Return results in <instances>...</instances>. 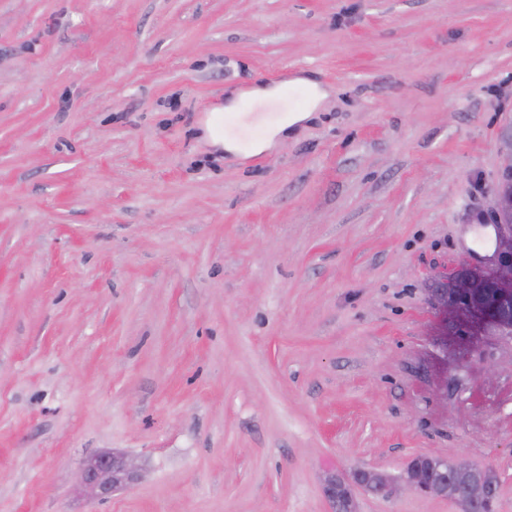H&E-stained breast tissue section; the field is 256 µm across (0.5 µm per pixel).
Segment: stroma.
<instances>
[{
	"mask_svg": "<svg viewBox=\"0 0 512 512\" xmlns=\"http://www.w3.org/2000/svg\"><path fill=\"white\" fill-rule=\"evenodd\" d=\"M297 72L331 93L276 149L204 144ZM509 125L512 0H0V512H330L418 455L512 512V338L432 294L492 252ZM248 97L255 103H265L269 100H276L279 98L278 88H252L248 90H238L231 93L227 99L224 111L234 112L238 109L239 102L242 98ZM135 476L136 467L127 458L117 455H96L83 465L79 479L95 499L101 500L119 486L112 483L114 478L124 480L122 484H129ZM328 479L335 481L336 483V493H335V487L329 486L327 484L324 485V494L327 500L331 504V508L333 512H335L338 508H336V501L338 503V506L341 511L339 512H356L355 509V493L352 492L354 497V502L350 503V494L351 491L348 489V487L342 482V476H339L337 474H330Z\"/></svg>",
	"mask_w": 512,
	"mask_h": 512,
	"instance_id": "obj_1",
	"label": "stroma"
}]
</instances>
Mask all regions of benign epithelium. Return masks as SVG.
<instances>
[{
  "label": "benign epithelium",
  "instance_id": "obj_1",
  "mask_svg": "<svg viewBox=\"0 0 512 512\" xmlns=\"http://www.w3.org/2000/svg\"><path fill=\"white\" fill-rule=\"evenodd\" d=\"M497 236L495 250L481 265L463 264L467 273L460 274L457 270L448 272L442 282L448 285V293H436V300L442 309L451 317L460 319L471 328V335H478L477 327L489 319L494 320L497 329L512 336V315L499 309V305L508 304L512 299V226L509 224L496 225ZM477 280H484L497 289V303L492 307L482 305L464 306L459 298L470 293ZM136 476L135 465L123 456L96 455L90 458L82 467L79 479L82 485L96 499H103L117 487L113 479L120 478L124 483H131ZM418 493L420 489L415 481L402 479L384 489L385 496H394L401 492ZM498 494L482 483L472 485L459 502L462 508L472 502L485 500Z\"/></svg>",
  "mask_w": 512,
  "mask_h": 512
}]
</instances>
